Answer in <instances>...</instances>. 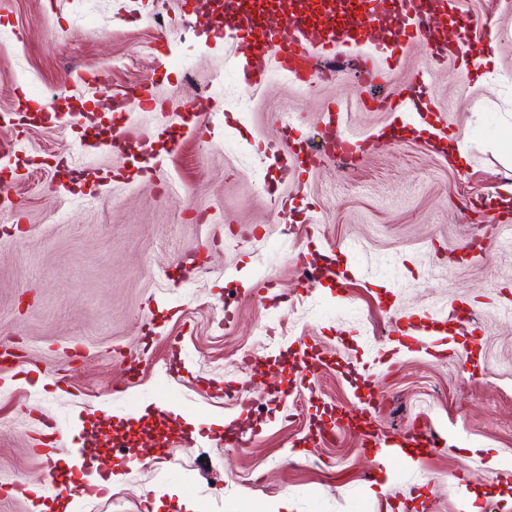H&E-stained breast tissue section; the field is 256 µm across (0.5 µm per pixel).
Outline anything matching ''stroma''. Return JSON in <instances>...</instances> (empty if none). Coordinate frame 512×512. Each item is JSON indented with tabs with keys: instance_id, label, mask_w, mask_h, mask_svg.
Listing matches in <instances>:
<instances>
[{
	"instance_id": "1",
	"label": "stroma",
	"mask_w": 512,
	"mask_h": 512,
	"mask_svg": "<svg viewBox=\"0 0 512 512\" xmlns=\"http://www.w3.org/2000/svg\"><path fill=\"white\" fill-rule=\"evenodd\" d=\"M222 4L0 0V114L24 96L60 114L0 121V200L17 205L0 210V340L17 355L0 364V475L24 487L0 512L60 501L76 443L81 473L111 481L80 512H512V247L492 223L512 219V0H450L484 22L446 29L464 74L417 42L377 87L348 76L300 97L285 79L244 90L247 41L195 36ZM423 74L427 118L464 159L385 136L411 124L397 104ZM146 79L165 108L127 113V141L164 130L179 147L158 140L145 175L124 144L83 156L82 132L112 123L104 95ZM331 109L370 143L356 167L321 154ZM286 118L316 166L283 173ZM56 156L88 184L56 174ZM307 265L333 274L305 281ZM408 318L440 323L442 352L389 355ZM304 354L306 377L291 368ZM233 381L248 405L226 396ZM371 398L386 408L369 424L339 423ZM418 423L435 446L364 445ZM231 429L243 447H225Z\"/></svg>"
}]
</instances>
